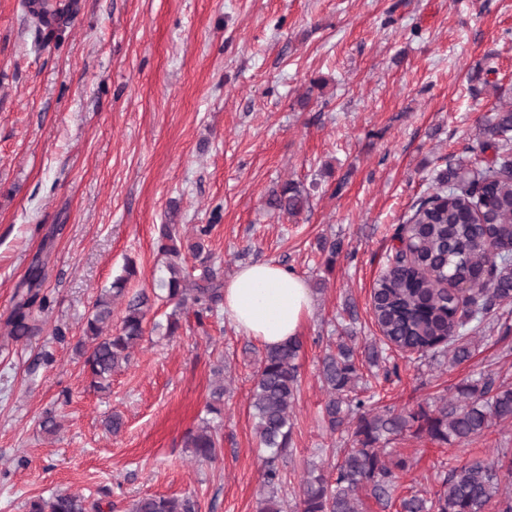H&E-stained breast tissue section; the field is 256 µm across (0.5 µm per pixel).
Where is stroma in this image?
<instances>
[{
	"instance_id": "35a3bbf8",
	"label": "stroma",
	"mask_w": 512,
	"mask_h": 512,
	"mask_svg": "<svg viewBox=\"0 0 512 512\" xmlns=\"http://www.w3.org/2000/svg\"><path fill=\"white\" fill-rule=\"evenodd\" d=\"M512 98V0H79L35 46L22 0H0V512L57 491L126 512L190 495L199 512H257L263 465L250 405L264 351L223 312L175 335L146 331L108 390L89 388L75 345L93 302L135 258L127 296L160 275L155 225L181 237L214 223L225 276L256 262L295 271L314 307L301 334L284 512L307 464H335L346 431L322 421L324 355L342 329L378 342L371 292L398 224L435 174L464 156L500 98ZM287 181L310 192L270 208ZM340 250L330 251L332 242ZM50 244L38 335L14 341L16 284ZM224 365L215 461L186 433L205 417ZM380 404L434 406L460 385L512 382V304L476 331L471 357L399 351L362 366ZM61 421L42 432L45 412ZM123 427H105L111 415ZM407 487L432 492L457 461L512 448V426L465 443L394 441ZM268 205L294 216L302 213L309 205V195L294 181H287L280 190H273Z\"/></svg>"
}]
</instances>
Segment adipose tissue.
Returning a JSON list of instances; mask_svg holds the SVG:
<instances>
[{
	"label": "adipose tissue",
	"mask_w": 512,
	"mask_h": 512,
	"mask_svg": "<svg viewBox=\"0 0 512 512\" xmlns=\"http://www.w3.org/2000/svg\"><path fill=\"white\" fill-rule=\"evenodd\" d=\"M224 314L261 345L298 339L313 296L294 271L271 262L246 265L224 285Z\"/></svg>",
	"instance_id": "ef3b65f1"
}]
</instances>
